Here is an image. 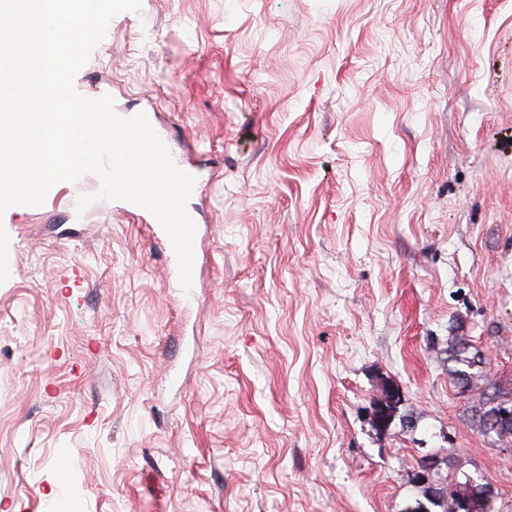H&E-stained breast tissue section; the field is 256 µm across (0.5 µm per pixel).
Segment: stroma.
I'll list each match as a JSON object with an SVG mask.
<instances>
[{"label":"stroma","mask_w":512,"mask_h":512,"mask_svg":"<svg viewBox=\"0 0 512 512\" xmlns=\"http://www.w3.org/2000/svg\"><path fill=\"white\" fill-rule=\"evenodd\" d=\"M77 76L196 168L199 284L119 201L0 216V512H406L468 476L512 512L474 416L512 401V0H141ZM470 347L471 346H469L463 337H458L452 343L448 357V361H452L457 366H460L449 369L454 380L459 384L468 386L471 378L475 376V374L473 372H469V370L477 368L480 373L484 367L483 365L486 364L484 356L480 354L478 350L469 356ZM401 403V395L398 389H392L372 407L371 416L377 427L386 431L393 422L398 407Z\"/></svg>","instance_id":"35a3bbf8"}]
</instances>
